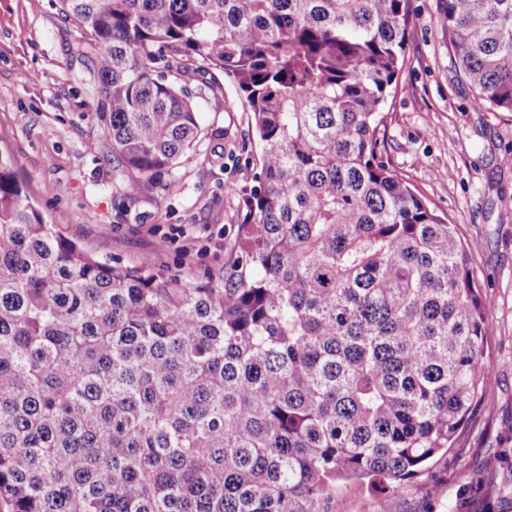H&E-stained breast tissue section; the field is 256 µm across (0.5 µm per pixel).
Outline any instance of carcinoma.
Masks as SVG:
<instances>
[{
	"mask_svg": "<svg viewBox=\"0 0 512 512\" xmlns=\"http://www.w3.org/2000/svg\"><path fill=\"white\" fill-rule=\"evenodd\" d=\"M409 0H61L106 155L134 200L200 112L167 78L237 85L261 144L218 277L100 259L0 154V512H319L394 492L454 447L490 375L456 225L383 160ZM479 109L512 112V0H438Z\"/></svg>",
	"mask_w": 512,
	"mask_h": 512,
	"instance_id": "1",
	"label": "carcinoma"
}]
</instances>
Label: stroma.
I'll return each instance as SVG.
<instances>
[{
	"label": "stroma",
	"instance_id": "35a3bbf8",
	"mask_svg": "<svg viewBox=\"0 0 512 512\" xmlns=\"http://www.w3.org/2000/svg\"><path fill=\"white\" fill-rule=\"evenodd\" d=\"M405 61L388 98L391 166L449 223L490 299V378L457 446L389 494L340 483L325 512H512V112L477 109L437 25L436 0H410ZM83 34L59 0H0V153L46 222L126 266L152 256L172 279L205 281L231 257L261 146L238 87L215 69L177 81L202 134L180 166L134 201L131 175L103 152L97 84Z\"/></svg>",
	"mask_w": 512,
	"mask_h": 512
}]
</instances>
